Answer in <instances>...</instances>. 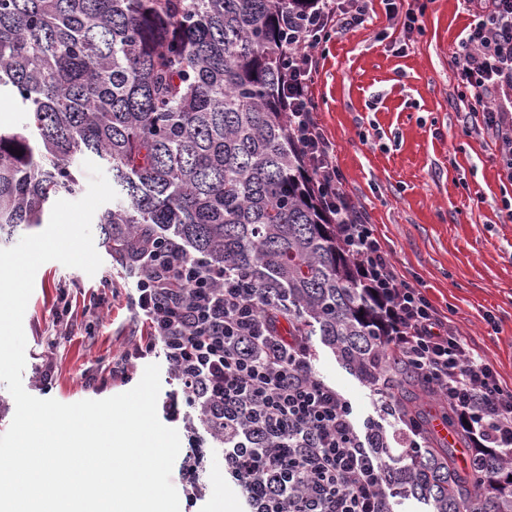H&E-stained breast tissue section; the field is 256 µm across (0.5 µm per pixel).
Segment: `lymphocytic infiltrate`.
<instances>
[{
	"label": "lymphocytic infiltrate",
	"mask_w": 512,
	"mask_h": 512,
	"mask_svg": "<svg viewBox=\"0 0 512 512\" xmlns=\"http://www.w3.org/2000/svg\"><path fill=\"white\" fill-rule=\"evenodd\" d=\"M467 2L476 22L452 54L460 101L493 131L498 163L512 182V0ZM369 11L370 0L342 7L315 0L286 20L281 98L288 128L358 279L384 304V346L443 402L455 429L512 465V388L399 274L344 190L336 146L311 102L316 47L329 33L363 25ZM114 240L137 275L132 305L144 330L113 359L112 379L130 383L139 360L163 352L178 383L164 410L183 421L187 441L175 480L189 504L207 493L209 448L219 443L224 476L239 488L247 512H388V437L374 441L357 431L346 398L314 374L313 353L289 327L284 306L151 228Z\"/></svg>",
	"instance_id": "f902f5d3"
}]
</instances>
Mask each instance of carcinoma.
<instances>
[{
  "instance_id": "cac0c4a2",
  "label": "carcinoma",
  "mask_w": 512,
  "mask_h": 512,
  "mask_svg": "<svg viewBox=\"0 0 512 512\" xmlns=\"http://www.w3.org/2000/svg\"><path fill=\"white\" fill-rule=\"evenodd\" d=\"M308 0H0V94L26 114L0 127V246L43 223L50 200L83 191L79 161L112 174L119 198L98 217L133 236L148 225L204 264L240 274L284 304L300 336H320L372 388L427 428L424 389L381 343L373 297L320 209L278 100L282 18ZM20 154H15V151ZM393 499L428 512H512L505 464L483 451L460 473L428 436L395 428Z\"/></svg>"
}]
</instances>
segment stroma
<instances>
[{
  "mask_svg": "<svg viewBox=\"0 0 512 512\" xmlns=\"http://www.w3.org/2000/svg\"><path fill=\"white\" fill-rule=\"evenodd\" d=\"M417 18L403 29L406 11ZM459 0H372L370 18L332 35L316 50L312 101L336 146L344 188L391 250L404 278L423 289L450 325L512 387V222L504 202L512 183L494 157L484 120L458 109L460 90L451 65L455 47L473 24ZM102 265L94 275L56 261L36 272L24 315L25 390L71 404L123 393L113 384L112 358L141 332L129 303L133 271L109 252L93 230ZM73 303V330L57 348L54 310L58 288ZM98 308H89L91 297ZM313 368L349 401L359 429L392 420L377 409L370 389L346 370L320 337H310ZM56 363L43 384L46 354ZM210 492L180 512H216L218 497L244 508L225 480L222 450L214 448L204 475Z\"/></svg>",
  "mask_w": 512,
  "mask_h": 512,
  "instance_id": "1",
  "label": "stroma"
}]
</instances>
